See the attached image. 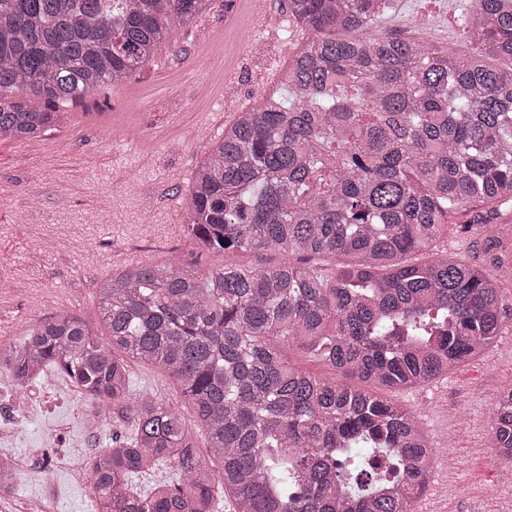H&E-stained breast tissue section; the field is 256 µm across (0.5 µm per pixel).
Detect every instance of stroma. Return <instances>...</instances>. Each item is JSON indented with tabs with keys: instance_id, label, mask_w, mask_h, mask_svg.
Wrapping results in <instances>:
<instances>
[{
	"instance_id": "stroma-1",
	"label": "stroma",
	"mask_w": 512,
	"mask_h": 512,
	"mask_svg": "<svg viewBox=\"0 0 512 512\" xmlns=\"http://www.w3.org/2000/svg\"><path fill=\"white\" fill-rule=\"evenodd\" d=\"M278 27L265 24L250 0H211L174 38L116 88L70 105L66 121L34 139L0 142V336L22 342L44 316L78 315L106 336L97 290L114 269L171 258L204 272L231 263H282L274 253H200L185 229L186 187L200 159L237 112L278 81L294 50L287 39V0H264ZM459 0H398L372 30L408 37L420 16L422 41L457 42ZM264 12V13H265ZM482 226L449 228L435 251L485 266L505 301L497 341L448 376L393 399L419 415L437 452L466 462L433 469L416 512H512V463L497 458L489 429L495 397L512 387V223L497 225L499 263L481 244ZM39 262H32L34 252ZM134 390L193 419L180 387L156 366L130 365ZM51 512H95V495L72 473L54 477Z\"/></svg>"
}]
</instances>
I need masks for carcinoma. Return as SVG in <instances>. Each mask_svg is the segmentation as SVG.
Returning <instances> with one entry per match:
<instances>
[{
    "mask_svg": "<svg viewBox=\"0 0 512 512\" xmlns=\"http://www.w3.org/2000/svg\"><path fill=\"white\" fill-rule=\"evenodd\" d=\"M208 2L0 0V139L35 138L123 83ZM395 5L288 0V36L297 26L306 42L188 187L200 249L306 266L126 265L98 291L109 342L65 312L0 348L14 380L54 367L128 425L91 461L96 512H220L229 497L237 512H413L432 448L418 416L375 389L446 376L500 336L485 269L408 258L454 217L462 230L512 217V0H462L453 45L370 36ZM285 346L357 384L294 367ZM131 359L181 387L220 466L181 412L132 393ZM491 443L512 462V388L496 395ZM161 465L174 479L134 489Z\"/></svg>",
    "mask_w": 512,
    "mask_h": 512,
    "instance_id": "obj_1",
    "label": "carcinoma"
}]
</instances>
